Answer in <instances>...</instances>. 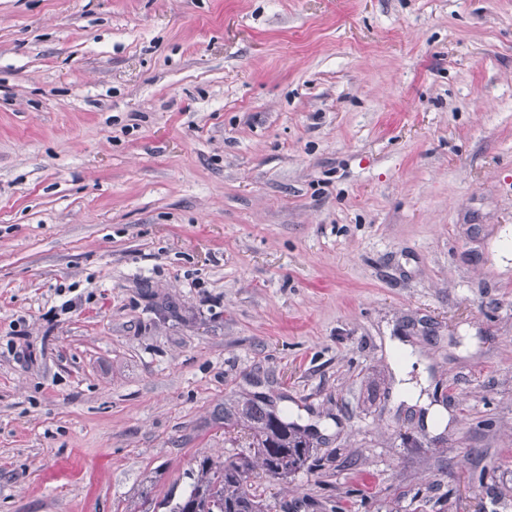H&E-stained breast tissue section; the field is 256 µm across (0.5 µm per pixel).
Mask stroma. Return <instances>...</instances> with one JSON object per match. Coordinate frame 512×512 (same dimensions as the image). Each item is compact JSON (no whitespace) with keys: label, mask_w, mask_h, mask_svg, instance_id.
<instances>
[{"label":"stroma","mask_w":512,"mask_h":512,"mask_svg":"<svg viewBox=\"0 0 512 512\" xmlns=\"http://www.w3.org/2000/svg\"><path fill=\"white\" fill-rule=\"evenodd\" d=\"M255 393L267 512H512V0H0V512H165Z\"/></svg>","instance_id":"obj_1"}]
</instances>
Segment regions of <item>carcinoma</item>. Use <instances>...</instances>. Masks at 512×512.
Returning a JSON list of instances; mask_svg holds the SVG:
<instances>
[{
	"label": "carcinoma",
	"mask_w": 512,
	"mask_h": 512,
	"mask_svg": "<svg viewBox=\"0 0 512 512\" xmlns=\"http://www.w3.org/2000/svg\"><path fill=\"white\" fill-rule=\"evenodd\" d=\"M215 416L227 429L246 430L247 446L222 460H200L198 477L186 494L165 501L168 512H266L248 479L257 469L274 480L302 470L316 453L309 432L256 395L224 404Z\"/></svg>",
	"instance_id": "carcinoma-1"
}]
</instances>
